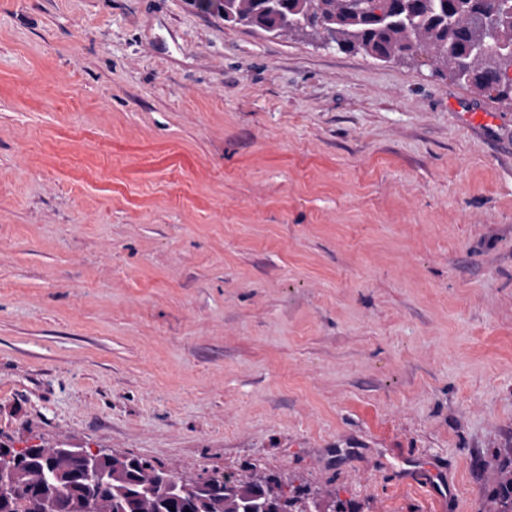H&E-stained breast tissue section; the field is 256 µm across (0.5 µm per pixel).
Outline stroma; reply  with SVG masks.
<instances>
[{
    "label": "stroma",
    "instance_id": "stroma-1",
    "mask_svg": "<svg viewBox=\"0 0 512 512\" xmlns=\"http://www.w3.org/2000/svg\"><path fill=\"white\" fill-rule=\"evenodd\" d=\"M0 443L485 512L512 111L196 0H0Z\"/></svg>",
    "mask_w": 512,
    "mask_h": 512
}]
</instances>
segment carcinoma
Here are the masks:
<instances>
[{"mask_svg":"<svg viewBox=\"0 0 512 512\" xmlns=\"http://www.w3.org/2000/svg\"><path fill=\"white\" fill-rule=\"evenodd\" d=\"M224 21L275 35L331 39L340 48L381 61L424 56L438 70L482 96L512 108V0H201ZM488 512H512V448ZM74 460L55 448L12 457L0 494V512H43L57 478L67 491L66 512H353L334 489L312 495L283 483L259 465L247 474L214 473L224 492L191 488L171 498L157 486L161 467L114 454L97 474L70 479Z\"/></svg>","mask_w":512,"mask_h":512,"instance_id":"obj_1","label":"carcinoma"}]
</instances>
